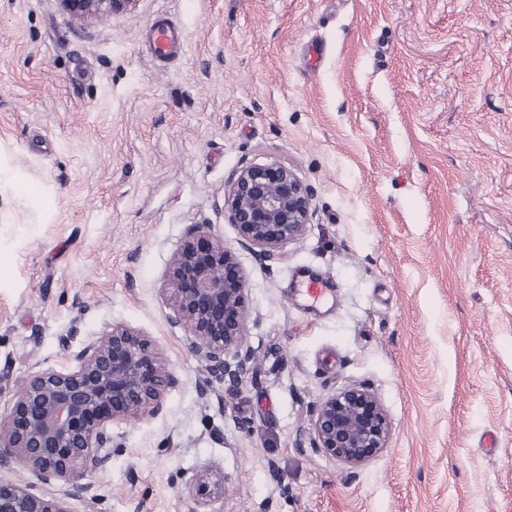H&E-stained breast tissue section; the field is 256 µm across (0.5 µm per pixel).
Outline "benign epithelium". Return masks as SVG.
Returning <instances> with one entry per match:
<instances>
[{
	"mask_svg": "<svg viewBox=\"0 0 512 512\" xmlns=\"http://www.w3.org/2000/svg\"><path fill=\"white\" fill-rule=\"evenodd\" d=\"M136 0H57L72 22L88 24ZM222 211L239 232V245L263 265L303 236L311 192L288 167L252 165L233 172ZM167 320L190 333L188 353L219 374L230 389L253 373L255 351L246 344L247 277L237 254L210 224H191L168 269ZM182 384L154 340L122 325L84 340L69 367L30 373L10 414L0 419V468L16 465L36 482H0V512H70L71 499H93L92 474L124 445L112 424L165 411L168 393ZM386 411L366 386L353 385L314 406L310 433L298 450L319 448L357 468L387 448Z\"/></svg>",
	"mask_w": 512,
	"mask_h": 512,
	"instance_id": "benign-epithelium-1",
	"label": "benign epithelium"
}]
</instances>
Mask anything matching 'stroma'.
Segmentation results:
<instances>
[{
  "label": "stroma",
  "instance_id": "1",
  "mask_svg": "<svg viewBox=\"0 0 512 512\" xmlns=\"http://www.w3.org/2000/svg\"><path fill=\"white\" fill-rule=\"evenodd\" d=\"M161 13L185 40L167 63L146 50ZM272 162L312 218L267 269L222 206ZM190 224L237 251L259 354L206 398L164 291ZM0 254V417L67 367L74 326L144 332L182 379L164 415L113 424L125 450L70 512H512V0H135L84 26L0 0ZM300 267L334 285L317 311L290 297ZM351 385L387 448L298 453Z\"/></svg>",
  "mask_w": 512,
  "mask_h": 512
}]
</instances>
